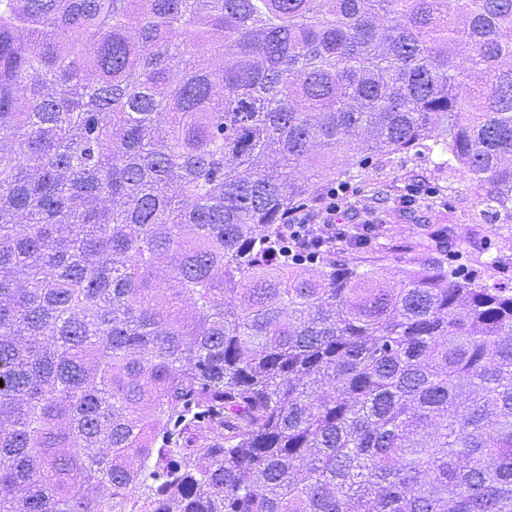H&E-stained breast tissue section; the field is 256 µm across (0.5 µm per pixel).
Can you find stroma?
<instances>
[{
    "mask_svg": "<svg viewBox=\"0 0 512 512\" xmlns=\"http://www.w3.org/2000/svg\"><path fill=\"white\" fill-rule=\"evenodd\" d=\"M443 160L412 150L354 168L345 221L351 233L365 224L376 232L367 244L337 245L331 259L392 273L435 261L512 286V215L486 213L474 187Z\"/></svg>",
    "mask_w": 512,
    "mask_h": 512,
    "instance_id": "35a3bbf8",
    "label": "stroma"
}]
</instances>
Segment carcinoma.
Wrapping results in <instances>:
<instances>
[{
    "instance_id": "obj_1",
    "label": "carcinoma",
    "mask_w": 512,
    "mask_h": 512,
    "mask_svg": "<svg viewBox=\"0 0 512 512\" xmlns=\"http://www.w3.org/2000/svg\"><path fill=\"white\" fill-rule=\"evenodd\" d=\"M436 148L512 212V0H0V512H512V287L271 258Z\"/></svg>"
}]
</instances>
